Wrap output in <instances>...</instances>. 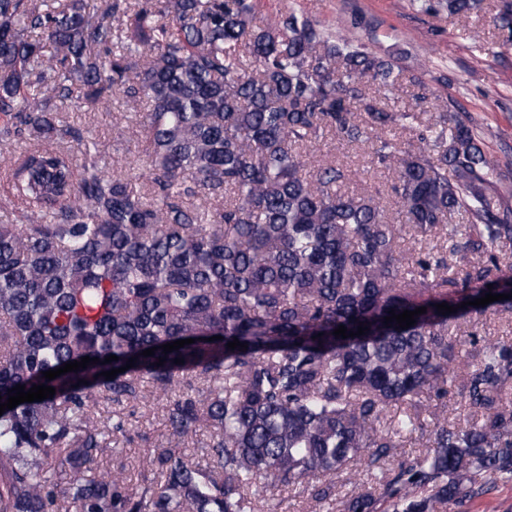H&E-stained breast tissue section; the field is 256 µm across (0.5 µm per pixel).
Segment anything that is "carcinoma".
<instances>
[{
	"instance_id": "carcinoma-1",
	"label": "carcinoma",
	"mask_w": 512,
	"mask_h": 512,
	"mask_svg": "<svg viewBox=\"0 0 512 512\" xmlns=\"http://www.w3.org/2000/svg\"><path fill=\"white\" fill-rule=\"evenodd\" d=\"M88 2L0 0V114L12 120L0 135L26 144L11 176L30 204L0 224V402L18 384L56 389L0 415V512H69V500L77 512H261L273 488L329 502L343 476L344 512H448L512 482V343L476 325L470 351L453 340L461 320L512 317V298L461 307L512 295L499 254L512 224L485 201L494 167L472 129L442 115L410 149L380 139L418 118L366 93L396 85V60L291 9L258 26L255 0ZM115 86L148 103L151 201L132 187L140 175L111 177L94 157L77 173L54 146L56 101ZM324 132L393 164L401 223L346 190L343 169H312L307 143ZM197 196L222 206L187 202ZM454 212L468 216L464 245L398 250L405 230ZM464 247L480 260L460 268ZM443 302L457 312L438 313ZM420 307L407 329L384 323ZM361 322L363 335H333ZM234 339L247 349L227 348ZM85 356L100 362L44 378ZM148 387L169 425L146 460L153 478L138 491L122 467L84 478L106 435L116 444L131 426L115 415L102 431L96 403ZM453 392L474 413L464 427L429 410ZM204 427L203 466L186 448ZM424 431L425 451L395 462L401 439Z\"/></svg>"
}]
</instances>
